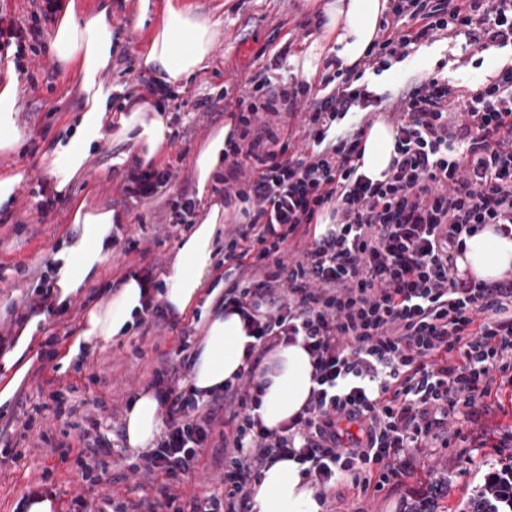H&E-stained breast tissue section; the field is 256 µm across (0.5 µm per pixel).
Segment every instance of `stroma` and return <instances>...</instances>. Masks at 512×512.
<instances>
[{
  "label": "stroma",
  "mask_w": 512,
  "mask_h": 512,
  "mask_svg": "<svg viewBox=\"0 0 512 512\" xmlns=\"http://www.w3.org/2000/svg\"><path fill=\"white\" fill-rule=\"evenodd\" d=\"M186 2L197 12L218 20L221 32L209 70L176 88L166 103L175 137L165 160L175 167L178 187L193 193L197 190L194 156L210 134L228 122L222 109L204 106V99L223 92L238 96L245 80L264 68L283 83L291 78H307L319 84L320 75L305 76L301 60L322 32L318 16L326 0ZM139 5L140 0H112L117 49L111 66L98 77L103 86L131 88L143 71L140 58L148 48V34L134 28ZM511 58L512 51L503 49L485 56L479 65L471 50L442 38L372 77L371 82L377 94L392 100L409 81L439 69L450 84L462 90L475 78L492 75ZM26 67L22 75L25 93L13 114L20 140L14 149L0 151V179L17 173L22 176L14 188L15 201L7 210V219L0 223L1 332L11 327L13 306L21 305L32 293L41 273L72 236L78 204L84 201L92 207L118 208L125 176L118 160L130 148L117 131H110L94 146L82 177L69 183L48 216H41L37 209L39 186L56 181L44 155L52 143L65 138L85 96L78 88L75 72L62 70L53 51L29 57ZM170 197V192H161L129 208L128 232L142 241L144 253L124 255L113 251L83 294L74 298L68 309L48 316L32 345L33 353L43 351L51 334L77 329L85 308L115 292L129 266L149 264L157 275L167 274L183 236L182 230L168 226ZM178 345L176 334L152 325L93 349L82 369L70 366L62 370L64 380L77 386L76 392L65 396V405L75 406L78 415L92 411L101 421H108V412L93 411L92 400L99 397L124 410L129 396L147 390L162 355L174 352ZM47 401L33 371L27 374L11 405L0 409V419L17 425L29 420L34 429L24 439L0 437V512H17L18 503L33 488L54 494L60 512H65L71 499L79 495L96 503L108 496L136 501L155 496V489L142 476L127 474L126 462L119 455L105 456L106 470L99 482L92 483L82 480L75 455L62 460L52 454L49 446L38 439L39 431L51 432L55 442L67 444L74 442L76 432L70 428L68 417L56 416ZM452 455V450L443 449L435 459L411 456L407 462L409 476L397 492L385 491L371 498L346 493L342 512H409L421 496L430 499L432 512H457L460 504L483 486L489 469L479 465L460 472L451 461Z\"/></svg>",
  "instance_id": "1"
}]
</instances>
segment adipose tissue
I'll return each instance as SVG.
<instances>
[{
	"mask_svg": "<svg viewBox=\"0 0 512 512\" xmlns=\"http://www.w3.org/2000/svg\"><path fill=\"white\" fill-rule=\"evenodd\" d=\"M389 8V0H328L326 34L333 38L332 52L343 66L356 65L373 41L378 22ZM219 36V24L196 13L183 0H165L160 25L149 41L142 58L143 68L157 84L178 87L206 70ZM51 47L62 68L75 70L78 84L88 98L77 118L68 144L65 161H50V168H63L54 185L62 192L80 174L93 144L103 136L112 106L109 93L97 83L99 73L112 63L115 47L112 7L98 0L94 10L76 16L72 4L62 5ZM22 89L16 73H9L0 87V150L16 146L19 132L12 114L21 99ZM121 133L138 144V158L150 161L166 149L171 128L163 106L145 101L136 104L129 116L121 118ZM231 125L214 132L195 157L199 193H206L213 173L224 160V143ZM361 171L371 179H382L396 155L395 135L390 125L372 124L363 140ZM224 221V207L213 204L200 224L178 244L175 261L164 277L166 285L160 300L167 312L184 315L200 309L204 336L197 350L191 383L205 392L223 387L244 361L249 337L239 314L218 310L215 296H203L202 288L213 268L216 232ZM73 222L75 239L69 240L55 255L60 267L54 292L56 305L65 306L93 280L112 254L113 212L78 205ZM466 250L458 257L459 271L494 281L512 271V235L486 226L466 237ZM144 296L135 278L123 280L120 288L87 312L74 332L66 357H79L81 351L128 336L142 313ZM43 315L29 319L15 342L0 351V372L7 374L0 385V407L9 406L30 366L26 359ZM263 375L265 390L258 413L270 429L279 428L296 415L309 399L313 386L311 358L301 344L279 347L267 361ZM126 438L130 447L152 448L163 425V412L152 391H145L125 414ZM253 512H321L316 490L305 479L301 465L282 458L263 469L253 496Z\"/></svg>",
	"mask_w": 512,
	"mask_h": 512,
	"instance_id": "obj_1",
	"label": "adipose tissue"
}]
</instances>
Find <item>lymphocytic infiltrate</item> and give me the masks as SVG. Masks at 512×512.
I'll list each match as a JSON object with an SVG mask.
<instances>
[{
    "label": "lymphocytic infiltrate",
    "mask_w": 512,
    "mask_h": 512,
    "mask_svg": "<svg viewBox=\"0 0 512 512\" xmlns=\"http://www.w3.org/2000/svg\"><path fill=\"white\" fill-rule=\"evenodd\" d=\"M357 65L319 86L280 85L257 72L226 99L233 129L217 182L240 224L224 234L225 313H239L251 338L236 379L207 397L189 385L190 335L166 321L159 302L144 313L180 343L152 372L165 430L131 474L161 476L151 512H252V495L272 459L293 458L334 508L344 491L366 497L397 489L410 451L463 443L459 465L481 461L497 502H512V466L489 449L504 440L481 419L512 388V272L487 282L459 273L463 233L494 225L512 234V62L458 93L440 74L411 81L391 104L396 155L386 177L361 175L370 125L333 135L338 119L382 100L363 80L436 37L464 38L479 52L512 47V0H390ZM60 0H44L32 23L0 9V63L22 65ZM283 116L281 125L266 115ZM301 117L314 148L299 153L291 119ZM172 165L135 160L122 194L141 202L175 185ZM324 234L314 226L323 214ZM301 344L313 387L280 428L256 411L264 361L278 345ZM222 454V488L175 493L205 449Z\"/></svg>",
    "instance_id": "f902f5d3"
}]
</instances>
